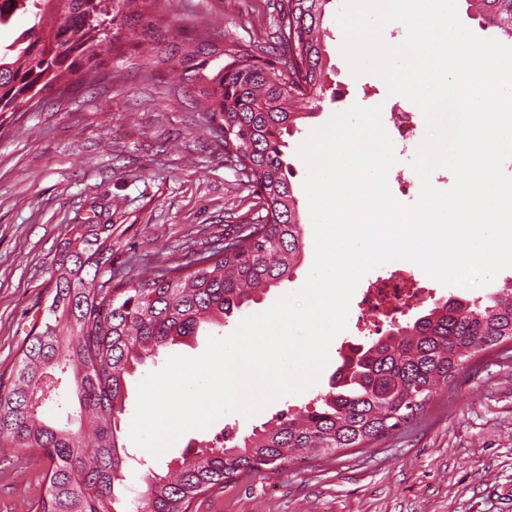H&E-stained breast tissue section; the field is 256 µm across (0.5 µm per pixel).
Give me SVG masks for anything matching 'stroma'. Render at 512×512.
<instances>
[{"instance_id":"obj_1","label":"stroma","mask_w":512,"mask_h":512,"mask_svg":"<svg viewBox=\"0 0 512 512\" xmlns=\"http://www.w3.org/2000/svg\"><path fill=\"white\" fill-rule=\"evenodd\" d=\"M281 0H170L152 21L131 24L128 8L115 12L118 48L102 53L106 77L87 81L70 74L41 93L37 105L0 116V386L9 387L25 337L40 327L55 295L51 271L73 227L91 221L112 226V280L144 269L187 263L231 242L260 211L255 194L194 96L192 74L180 66L140 68L144 40L165 26L185 37L207 28L226 54L269 48ZM333 0L326 25L331 95L317 116L289 139L292 181L303 188L307 167L298 156L310 132L352 105L410 107L389 94L378 76H353L339 46ZM314 261V231H305L304 260L288 281L271 288L250 314L268 310L299 290ZM410 271L423 289L419 303L398 315L414 321L451 296L494 292L512 279L503 268L487 285H445L415 264L387 263L368 272L354 292L347 328L329 347L318 382L286 395L257 415L234 413L204 434L239 438L277 412L293 411L326 392L341 357L375 340L361 317V291ZM166 356L147 361L128 380L121 439L132 455L124 474L134 494L146 489L130 427L139 383L161 369ZM202 432L190 430L158 459L167 466L192 454ZM48 460L27 448L0 447V512H36L47 489ZM198 512H512V351L488 350L440 389L424 411L367 448L329 458L296 460L279 472L248 477L203 500Z\"/></svg>"}]
</instances>
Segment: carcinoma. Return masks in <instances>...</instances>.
I'll list each match as a JSON object with an SVG mask.
<instances>
[{"label":"carcinoma","mask_w":512,"mask_h":512,"mask_svg":"<svg viewBox=\"0 0 512 512\" xmlns=\"http://www.w3.org/2000/svg\"><path fill=\"white\" fill-rule=\"evenodd\" d=\"M102 0H0V27L28 14L18 45L0 51V112H17L36 86L97 61ZM333 0H284L276 34L279 58L251 52L207 73L198 55L223 51L201 32L169 30L146 51L143 67L175 62L195 72L197 98L233 159L253 184L262 213L209 255L112 285L107 264L112 225L77 224L52 272L55 295L40 330L28 336L10 387L0 390V445L30 448L50 461L38 512H128L115 493L125 448L119 443L126 382L148 359L222 326L290 279L304 258V224L290 181L287 138L315 116L333 70L324 44ZM484 30L512 41V0H466ZM512 345V281L485 297H448L413 322L357 350L339 383L315 408L282 415L234 445L208 441L174 471L146 474L135 512H196L199 501L248 474L275 473L302 453L309 459L364 448L424 410L477 354ZM72 378V395L60 379ZM76 430L44 419L68 398Z\"/></svg>","instance_id":"carcinoma-1"}]
</instances>
